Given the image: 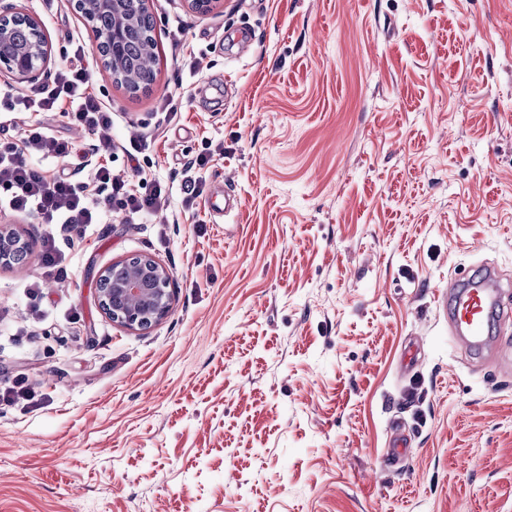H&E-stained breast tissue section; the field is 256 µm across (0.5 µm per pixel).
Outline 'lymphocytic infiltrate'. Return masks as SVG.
<instances>
[{"mask_svg": "<svg viewBox=\"0 0 512 512\" xmlns=\"http://www.w3.org/2000/svg\"><path fill=\"white\" fill-rule=\"evenodd\" d=\"M90 71L80 65H63L52 82L31 86L17 93L0 88V112H58L68 124L90 132L111 128L112 108L89 90ZM87 151L54 136L47 128L29 131L21 141L0 140V202L15 213H37L47 224L78 228L98 224L111 214L145 216L166 201L162 186L146 193L130 189L127 182L113 175L108 166H98L92 184L76 182L71 176L45 177L34 165L35 159L53 156L75 161L84 170Z\"/></svg>", "mask_w": 512, "mask_h": 512, "instance_id": "1", "label": "lymphocytic infiltrate"}]
</instances>
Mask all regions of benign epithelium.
Wrapping results in <instances>:
<instances>
[{
	"label": "benign epithelium",
	"instance_id": "benign-epithelium-1",
	"mask_svg": "<svg viewBox=\"0 0 512 512\" xmlns=\"http://www.w3.org/2000/svg\"><path fill=\"white\" fill-rule=\"evenodd\" d=\"M74 9L95 32L101 57L100 74L131 92L139 81L121 66L126 33L120 29L99 31L95 24L102 13L120 10L130 3L152 17L149 0H71ZM51 48L40 20L13 3L0 0V72L17 79H32L46 70ZM31 242L12 227L0 225V266L21 267L28 258ZM173 273L148 254L116 261L97 274V301L102 312L116 325L147 331L169 316L173 309Z\"/></svg>",
	"mask_w": 512,
	"mask_h": 512
}]
</instances>
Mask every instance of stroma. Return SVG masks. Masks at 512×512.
<instances>
[{"instance_id":"35a3bbf8","label":"stroma","mask_w":512,"mask_h":512,"mask_svg":"<svg viewBox=\"0 0 512 512\" xmlns=\"http://www.w3.org/2000/svg\"><path fill=\"white\" fill-rule=\"evenodd\" d=\"M37 16L52 78L94 32L71 0ZM155 80L111 106L114 171L161 180L155 214L57 231L0 268V512H512V369L458 346L436 301L483 262L512 278V0H151ZM195 53L197 67L175 46ZM170 96L188 102L172 121ZM42 124L19 112L0 138ZM209 155L184 207L179 172ZM149 254L171 315L142 332L100 310L96 276ZM417 361L403 364L409 346ZM411 440L387 463L390 424ZM62 258L56 250L54 235L45 239V249L42 255L44 275L59 278L63 274Z\"/></svg>"}]
</instances>
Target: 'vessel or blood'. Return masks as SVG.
<instances>
[{"label":"vessel or blood","mask_w":512,"mask_h":512,"mask_svg":"<svg viewBox=\"0 0 512 512\" xmlns=\"http://www.w3.org/2000/svg\"><path fill=\"white\" fill-rule=\"evenodd\" d=\"M437 302L471 345L499 362H512V345L502 342L498 333L503 322L512 321V282L494 267L481 265L470 277L449 281Z\"/></svg>","instance_id":"vessel-or-blood-1"}]
</instances>
